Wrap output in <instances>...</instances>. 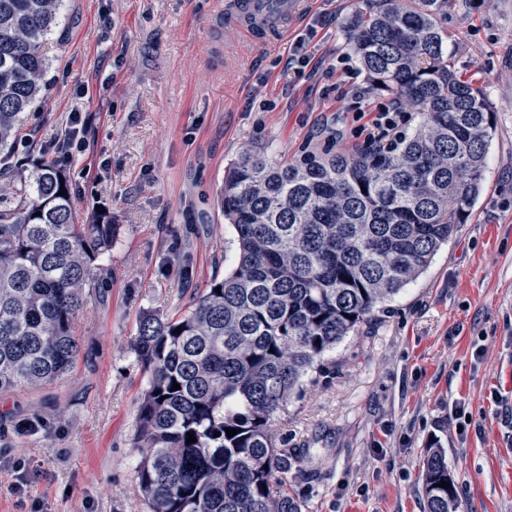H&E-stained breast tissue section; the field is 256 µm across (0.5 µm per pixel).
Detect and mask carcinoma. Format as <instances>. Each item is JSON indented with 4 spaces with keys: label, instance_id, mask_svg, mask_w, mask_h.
Returning <instances> with one entry per match:
<instances>
[{
    "label": "carcinoma",
    "instance_id": "carcinoma-1",
    "mask_svg": "<svg viewBox=\"0 0 512 512\" xmlns=\"http://www.w3.org/2000/svg\"><path fill=\"white\" fill-rule=\"evenodd\" d=\"M64 7L0 0V152L46 87L44 44ZM447 7L373 0L347 28L370 81L421 112L413 134L354 153L329 136L322 152L287 163L245 153L221 200L235 266L184 316L140 318L133 351L149 379L135 478L148 512H298L274 418L327 352L429 267L482 188L495 118L444 56ZM1 196L15 205L0 210V392L72 366L73 321L115 230L105 215L77 223L69 179L51 161L27 176L0 171ZM424 467V512H457L456 487H440L452 482L444 449Z\"/></svg>",
    "mask_w": 512,
    "mask_h": 512
}]
</instances>
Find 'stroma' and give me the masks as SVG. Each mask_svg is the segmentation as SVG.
Masks as SVG:
<instances>
[{
    "label": "stroma",
    "mask_w": 512,
    "mask_h": 512,
    "mask_svg": "<svg viewBox=\"0 0 512 512\" xmlns=\"http://www.w3.org/2000/svg\"><path fill=\"white\" fill-rule=\"evenodd\" d=\"M224 2L67 0L45 46L49 87L10 163L53 158L81 112L72 207L82 224L105 209L116 229L74 320L70 370L0 392V512H147L133 448L147 376L132 343L144 312L185 314L233 264L225 172L249 151L296 159L330 128L337 149H361L392 100L345 38L366 0H314L278 44L226 29ZM442 25L452 67L496 114L484 187L428 269L273 421L299 512H423L435 440L458 512H512V0H449ZM298 42L304 68L288 63Z\"/></svg>",
    "instance_id": "stroma-1"
}]
</instances>
